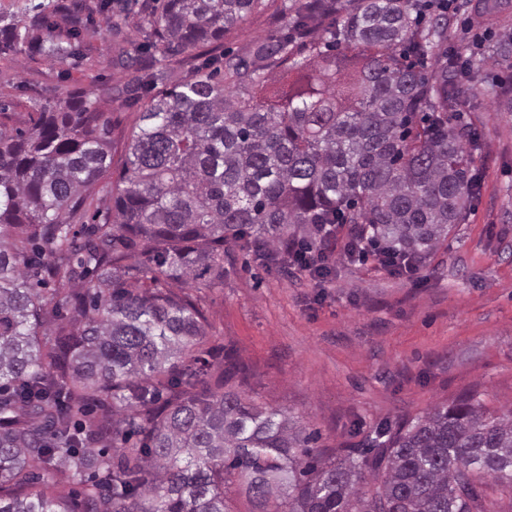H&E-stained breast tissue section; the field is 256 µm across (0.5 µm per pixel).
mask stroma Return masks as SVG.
I'll return each instance as SVG.
<instances>
[{
	"label": "stroma",
	"instance_id": "stroma-1",
	"mask_svg": "<svg viewBox=\"0 0 512 512\" xmlns=\"http://www.w3.org/2000/svg\"><path fill=\"white\" fill-rule=\"evenodd\" d=\"M264 0L227 29L224 47L242 52L285 22ZM448 48L488 55L500 29L451 0ZM93 65L64 69L20 50L0 55V98L13 118L53 107L64 94L93 96L99 84L124 85L111 66L113 37L104 24L84 36ZM480 83L455 122L479 134L480 189L465 223L416 274L383 266L378 255L346 257L349 225L336 228L332 277L319 281L292 263L264 264L233 248L224 284H196L189 295L207 318L216 353L246 368L237 389L260 405L287 410L318 431L320 450L358 446L387 421L413 417L471 393L493 410L512 408V68L483 64ZM112 124V175L123 170L124 144L137 115L123 99H97Z\"/></svg>",
	"mask_w": 512,
	"mask_h": 512
}]
</instances>
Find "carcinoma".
Here are the masks:
<instances>
[{"label": "carcinoma", "instance_id": "carcinoma-1", "mask_svg": "<svg viewBox=\"0 0 512 512\" xmlns=\"http://www.w3.org/2000/svg\"><path fill=\"white\" fill-rule=\"evenodd\" d=\"M137 2L98 11L119 36ZM258 7L164 0L143 42L118 44L131 77L99 93L138 123L115 183L112 125L90 99L0 123V512H71L77 486L83 512H232L240 491L256 512H489V491L512 497L511 409L465 394L326 457L235 389L243 368L164 289L224 285L232 245L286 261L277 248L324 245L323 224L420 263L471 210L478 137L448 111L477 74L448 57V0H289L285 26L225 52ZM67 9L65 33L49 0L0 52L88 60L92 16ZM491 52L512 66V37Z\"/></svg>", "mask_w": 512, "mask_h": 512}]
</instances>
